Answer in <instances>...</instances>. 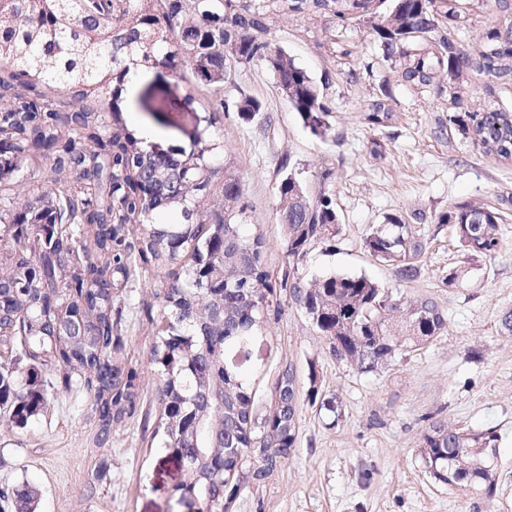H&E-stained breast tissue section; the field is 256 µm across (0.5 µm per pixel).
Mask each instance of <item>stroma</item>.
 Segmentation results:
<instances>
[{
	"label": "stroma",
	"mask_w": 512,
	"mask_h": 512,
	"mask_svg": "<svg viewBox=\"0 0 512 512\" xmlns=\"http://www.w3.org/2000/svg\"><path fill=\"white\" fill-rule=\"evenodd\" d=\"M467 20L462 46L476 48L504 14L494 0H460ZM269 37L317 82L325 83L332 110L325 138L305 129L258 63L238 66L224 88L235 101L250 96L262 105L256 121L221 114L211 128L242 184L249 220L267 243L263 263L272 277L289 268L284 227L278 220L281 159L310 186L326 177L340 219L335 248L315 243L297 274L302 281L327 274L363 275L402 301L429 298L447 325L430 345L405 352L386 366L363 372L329 351L289 297L270 315L263 340L248 363L258 407H267L270 383L292 367L299 411L297 446L262 484L237 497L229 512H512V335L501 316L512 311V159L505 160L448 124V79L415 87L401 78L403 61L385 57L369 23L338 25L333 12L306 8L270 11ZM385 103L390 117L372 126L365 109ZM122 112L139 117V132L156 150L194 149L210 95H189L168 69H151ZM460 202L498 211L501 242L489 259L469 260L440 214ZM398 217L425 224L431 240L417 277L401 278L371 257L366 236ZM456 283H447L451 271ZM156 272L138 273L119 304L122 356L137 368L143 410L156 412L159 381L151 346L165 324L141 309ZM88 398L56 390L47 410L25 427L0 423V486L30 483L38 512H185L174 493L186 480L178 458L133 417L95 447ZM499 434L489 452L499 474L493 497L435 481L419 454L432 422ZM97 491L87 496L89 478Z\"/></svg>",
	"instance_id": "1"
}]
</instances>
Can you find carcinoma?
<instances>
[{
  "mask_svg": "<svg viewBox=\"0 0 512 512\" xmlns=\"http://www.w3.org/2000/svg\"><path fill=\"white\" fill-rule=\"evenodd\" d=\"M299 11L335 7L353 19L352 0H271ZM361 0L368 16L393 17L372 29L386 57L404 59L402 79L427 86L448 76L451 103L457 80L475 72L496 97L512 82V20L490 29L475 50L452 36L459 0ZM267 6L256 0H0V181L24 168L47 166L54 190L21 204L0 198V420L24 427L49 403V389H77L89 400L96 445L114 424L141 409L138 374L120 356L121 299L140 271L159 269L153 302L142 311L166 318L151 347L163 411L152 435L184 458L190 478L176 486L197 512H224V502L261 482L296 447L293 369L271 382L269 406L255 405L251 378L238 356L265 331L269 312L287 288L336 358L369 372L402 351L430 344L446 317L431 299L393 320L391 293L365 276L330 274L304 283L272 281L263 264L266 241L249 229L240 182L218 163L212 144L178 157L145 151L112 107L134 67L162 66L189 76V90H206L222 111L249 122L261 104L224 100L232 69L260 62L288 104L316 137L330 129L324 88L267 38ZM56 89L48 100L41 87ZM448 122L484 149L512 158V114L501 108L456 112ZM321 175L313 191L290 171L278 186V219L288 257L297 263L318 242L339 235V218ZM501 215L460 203L438 223L452 228L470 259L492 258L500 247ZM428 245L424 224L392 218L371 231L366 247L400 277L420 272ZM26 361L18 380L16 362ZM499 437L432 423L420 455L433 479L486 497L498 476L488 449ZM262 452H257V449ZM38 493L25 482L0 488V512H36Z\"/></svg>",
  "mask_w": 512,
  "mask_h": 512,
  "instance_id": "cac0c4a2",
  "label": "carcinoma"
}]
</instances>
